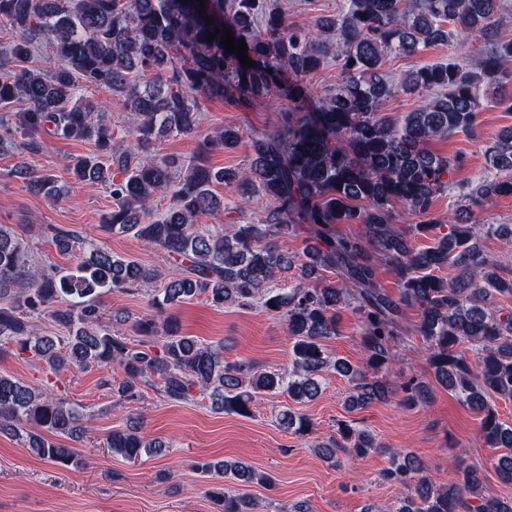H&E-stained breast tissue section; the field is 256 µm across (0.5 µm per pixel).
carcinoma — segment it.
I'll list each match as a JSON object with an SVG mask.
<instances>
[{
  "label": "carcinoma",
  "mask_w": 512,
  "mask_h": 512,
  "mask_svg": "<svg viewBox=\"0 0 512 512\" xmlns=\"http://www.w3.org/2000/svg\"><path fill=\"white\" fill-rule=\"evenodd\" d=\"M502 0H346L335 16L321 19L312 32L288 22L277 0H0V26L11 40L0 49V105L21 102L22 112L0 116V150L35 149L38 140L93 143L92 157H71L64 171L77 182L105 187L114 206L103 227L160 247L162 258L181 261L151 299L155 310L134 322L131 339L114 333L104 320L101 298L115 288L153 283L161 277L148 267L101 247L72 230L53 229L58 250L74 253L66 270L40 265L33 247L12 226L0 225V346L44 361L52 373L66 368L90 371L116 364L125 377L111 388L113 404L138 402L145 391L186 403L206 396L212 408L248 417L258 398L285 395L311 401L321 392L328 372L346 377L354 393L349 405L363 408L385 402L392 388L369 371H385L403 307H416V334L426 346L427 362L437 381L448 385L468 405L484 413L480 433L491 448L510 453L494 467L512 483V427L487 406L485 394L512 398V314L493 307L498 297H512V277L480 248L479 238L493 231L512 240V227L470 222L471 208L498 196H512V130L482 145L484 179L459 185L454 171L463 157L439 156L430 149L436 138L462 131L475 135L479 108L495 89L497 99L512 101V73L502 63L512 57V39L498 36L503 25ZM213 19L208 24L205 18ZM245 40L253 66L220 44L222 29ZM220 29L212 41L207 34ZM483 41L478 70L454 62L426 64L396 84L381 70L384 53L417 55L435 45L468 49ZM342 43L336 57L341 82L311 103L304 78L323 67L328 44ZM53 50L51 70L25 66L38 47ZM93 88L103 95L80 94ZM282 91L292 117L280 130L257 137L248 171L215 168L206 157L214 148L233 149L237 127L227 125L200 141L185 160L156 145L162 137L188 136L199 123L196 95L233 99L239 108ZM419 93L423 103L399 119L382 114L384 103L399 92ZM121 95L131 112L134 145L112 143V130L95 118L107 96ZM29 189L59 195L57 175L14 170ZM224 187L236 199L223 204L213 189ZM450 188L468 207L448 215L433 212L438 195ZM254 193L270 200L255 224L230 222L220 232H204L198 220L221 210L242 216ZM169 198L160 215L153 202ZM402 204L419 219L416 232L431 236L425 247L392 227L393 206ZM295 224L316 226L315 241L294 253L275 243ZM336 224H361L360 238L342 236ZM448 232H442L443 228ZM385 264L398 274V299L376 279ZM453 269L452 277L435 271ZM299 271L294 285L273 288L277 276ZM331 269L338 280L317 288L312 281ZM202 295L216 307L256 308L279 316L291 345V362L280 373L267 372L245 359H224V342L202 343L182 333L166 314L184 300ZM353 301L361 315L362 365L333 357L324 340L336 335L337 310ZM49 314L67 329L66 336H42L34 320ZM162 336L158 341L156 336ZM470 344V361L460 349ZM402 403H429L431 391L418 378L404 383ZM279 426L306 436L311 419L282 405ZM86 416L83 407L50 388L38 389L0 374V432L23 437L38 457L77 466L75 448L35 433L79 441ZM112 454L134 461L163 447L142 432V416L105 439ZM331 460L336 451L362 456L380 448L373 434L351 425L318 445ZM202 474L222 473L243 483L272 485L273 478L250 466L228 468L199 461ZM425 465L408 453L393 455L383 481L413 488L392 512H512V501L481 496L477 470L462 468L460 482L433 486ZM215 512H252L250 499L231 494L224 485L205 490Z\"/></svg>",
  "instance_id": "1"
}]
</instances>
